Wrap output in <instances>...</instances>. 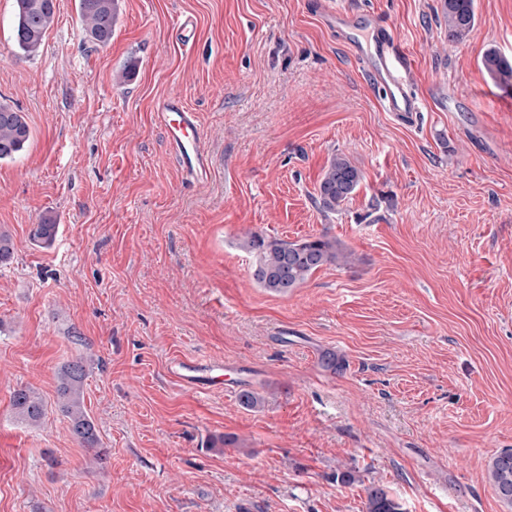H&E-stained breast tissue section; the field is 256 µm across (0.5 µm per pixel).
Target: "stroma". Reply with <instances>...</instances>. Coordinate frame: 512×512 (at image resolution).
I'll use <instances>...</instances> for the list:
<instances>
[{
  "label": "stroma",
  "instance_id": "stroma-1",
  "mask_svg": "<svg viewBox=\"0 0 512 512\" xmlns=\"http://www.w3.org/2000/svg\"><path fill=\"white\" fill-rule=\"evenodd\" d=\"M358 2L411 56L412 121L382 111L313 0H118L104 47L56 0L32 57L0 0V102L32 131L0 162V512H366L374 485L404 512H512L487 475L512 448V97L481 67L512 57V0H475L459 43L443 0ZM174 92L212 156L202 182L156 120ZM335 154L363 178L325 213ZM251 231L354 261L274 295L237 247ZM79 357L97 464L61 412L30 428L11 410L21 386L54 402ZM176 357L247 366L263 404L181 385Z\"/></svg>",
  "mask_w": 512,
  "mask_h": 512
}]
</instances>
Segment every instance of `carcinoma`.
I'll return each instance as SVG.
<instances>
[{"mask_svg":"<svg viewBox=\"0 0 512 512\" xmlns=\"http://www.w3.org/2000/svg\"><path fill=\"white\" fill-rule=\"evenodd\" d=\"M13 40L27 57L41 49L45 35L55 19V0H13ZM77 10L88 40L96 46L112 41V29L118 14V0H78ZM448 26V41H463L475 26V0H443ZM482 66L496 87L512 91V58L491 48L482 58ZM31 129L24 115L0 102V161L16 158L27 146ZM362 180L360 170L343 155L335 154L323 168L317 190V202L324 211H334L350 199ZM58 225L43 219L33 230V239L51 244ZM238 247L252 258L251 274L255 282L272 294L286 295L302 286L313 273L328 265L348 266L352 254L325 235L298 242L250 233L239 239ZM14 257V243L8 232L0 231V266ZM87 377L83 359L64 364L57 375L56 406L69 420L73 436L86 448L99 444L95 422L84 405ZM11 407L14 417L28 427L39 426L47 413L48 402L29 386L16 389ZM488 477L497 496L512 503V451H503L488 462ZM367 512H403L402 506L379 486L367 488Z\"/></svg>","mask_w":512,"mask_h":512,"instance_id":"cac0c4a2","label":"carcinoma"}]
</instances>
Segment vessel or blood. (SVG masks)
I'll use <instances>...</instances> for the list:
<instances>
[{"mask_svg": "<svg viewBox=\"0 0 512 512\" xmlns=\"http://www.w3.org/2000/svg\"><path fill=\"white\" fill-rule=\"evenodd\" d=\"M327 23L346 45L352 64L363 74L368 86L380 93L384 111L406 118L419 110L412 85L413 62L398 46L394 31L379 21L358 30L361 15L357 8L325 7ZM156 116L168 146L182 173L196 181L207 177L212 158L202 144L198 117L184 99L169 95L158 100ZM170 374L188 387L214 386L213 377L196 362L176 358L169 364Z\"/></svg>", "mask_w": 512, "mask_h": 512, "instance_id": "b4317fda", "label": "vessel or blood"}]
</instances>
